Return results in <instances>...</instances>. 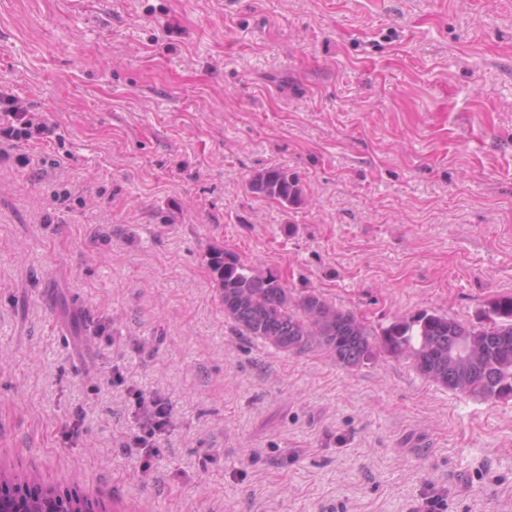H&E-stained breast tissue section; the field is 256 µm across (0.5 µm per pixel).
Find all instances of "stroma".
<instances>
[{
	"label": "stroma",
	"instance_id": "obj_1",
	"mask_svg": "<svg viewBox=\"0 0 512 512\" xmlns=\"http://www.w3.org/2000/svg\"><path fill=\"white\" fill-rule=\"evenodd\" d=\"M0 471L108 512H512V398L225 317L214 251L371 331L512 295V0H0ZM295 174L305 202L252 194ZM172 404L149 464L127 386ZM77 435L67 431L77 414ZM0 154H8L20 142L49 138L54 132L52 124L42 117H35L17 100L0 90ZM251 193L271 199L283 207L298 206L303 200V191L297 177L281 168L257 170L248 182Z\"/></svg>",
	"mask_w": 512,
	"mask_h": 512
}]
</instances>
